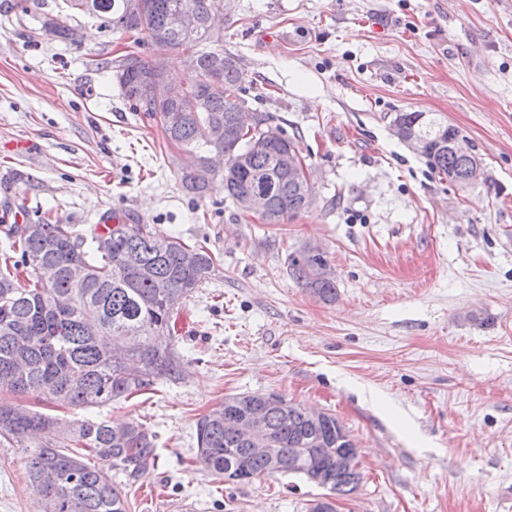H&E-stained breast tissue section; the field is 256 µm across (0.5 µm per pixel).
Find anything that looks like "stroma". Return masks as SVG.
Listing matches in <instances>:
<instances>
[{
	"label": "stroma",
	"mask_w": 512,
	"mask_h": 512,
	"mask_svg": "<svg viewBox=\"0 0 512 512\" xmlns=\"http://www.w3.org/2000/svg\"><path fill=\"white\" fill-rule=\"evenodd\" d=\"M63 0H0V202L83 228L102 210L209 248L210 279L178 317L179 372L70 419L136 421L157 458L123 483L129 512H307L298 476L231 483L196 462V421L239 393H276L336 414L364 479L338 512H512V0H231L220 47L244 73L246 111L294 140L314 206L280 224L214 181L183 191L181 148L136 111L106 54L183 51L101 31L72 12L59 40L38 15ZM399 112L457 127L486 180L460 188L390 130ZM324 247L325 304L288 275V255ZM489 317L486 325L469 312ZM30 449L0 442V512H37Z\"/></svg>",
	"instance_id": "35a3bbf8"
}]
</instances>
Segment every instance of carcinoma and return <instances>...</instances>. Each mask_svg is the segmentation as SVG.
Returning <instances> with one entry per match:
<instances>
[{"instance_id":"cac0c4a2","label":"carcinoma","mask_w":512,"mask_h":512,"mask_svg":"<svg viewBox=\"0 0 512 512\" xmlns=\"http://www.w3.org/2000/svg\"><path fill=\"white\" fill-rule=\"evenodd\" d=\"M70 8L99 21L102 29L144 36L161 51L196 50L198 71L189 88L196 106L166 98L141 105L137 96L146 83L159 85L165 68L161 59L125 55L107 57L123 95L134 106L164 120L165 111H179L180 120L163 126L172 144L194 160L181 168L187 192L203 197L215 173L210 154L235 151L243 158L221 180L224 192L236 201L247 187L270 196L265 220L280 224L310 209L304 203V183L277 170L276 157L294 146L270 127L253 134L237 131L241 111L238 92L244 76L229 62L219 75L223 90H209L213 39L209 30L211 0H148L143 16L127 11V0H65ZM186 10L191 20L183 29L169 26V16ZM70 15H47L42 27L68 39ZM424 142L427 165L459 185L469 184L480 158L459 156L448 141L459 130L421 112L399 114ZM143 222L131 217L122 224H94L81 233L71 224L52 223L42 216L35 223L7 225L9 248L0 253V390L22 396L46 397L64 406L95 408L127 398L176 373L175 312L181 300L210 278L214 261L203 246H190L177 237L140 231ZM327 255L311 257L299 249L288 255V275L325 304L336 301V276L318 268ZM262 393L240 394L202 416L196 425L199 466L215 475L240 471L252 479L271 475L273 462L283 472L308 479L318 474L330 494L351 496L363 480L358 448L350 442L354 467L336 470V456L304 453V448L336 449V438L348 435L331 413L312 420L306 408L288 402L265 414L269 452L252 454L238 435V424L261 403ZM41 443L30 455L28 480L36 494L38 512H128L112 472L136 479L156 458L155 435L135 422L118 428L107 420L63 421L0 400V441L24 445Z\"/></svg>"}]
</instances>
